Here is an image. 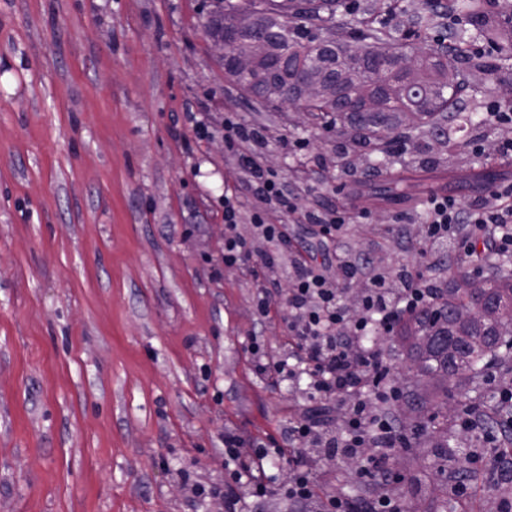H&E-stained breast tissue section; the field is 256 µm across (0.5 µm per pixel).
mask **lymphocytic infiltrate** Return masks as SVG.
Wrapping results in <instances>:
<instances>
[{
    "mask_svg": "<svg viewBox=\"0 0 512 512\" xmlns=\"http://www.w3.org/2000/svg\"><path fill=\"white\" fill-rule=\"evenodd\" d=\"M240 161L249 171L258 196L288 213H301L304 223L320 226L324 237L335 236L346 224L347 213L341 209L300 210L296 197L255 155L241 156ZM426 214L425 231L415 242L423 259H430L436 246L460 235L465 238L469 255L479 248L512 252V182L496 185L468 203L445 194L431 195ZM251 221L260 228L268 245L262 256L264 267L276 265L283 252L292 254V286L285 299L284 320L296 362H267L262 345L255 342L250 351L258 370L291 377L305 373L311 379V398L319 402L343 398L349 404L343 427L306 416L291 425L288 440L312 444L331 458H355L361 449H368L365 470L376 477L371 496L362 501L336 494L322 497L317 493L313 465L306 456L296 454L288 461L285 496L295 512H402L400 498L379 474L390 451L402 447L405 439L377 407L378 402L400 396L401 390L389 381L390 364L367 347L366 340L377 330L393 331L406 318L433 305L439 288L437 279L403 269L398 273L400 287L392 288L385 276L370 272L367 264L343 252L337 253L336 271L331 274L311 265L301 252L290 251L284 225L267 223L263 211H254ZM357 279L364 280L365 289L360 298L361 313L353 318L341 301V285ZM271 454L261 442L248 445L234 433L225 434L224 460L233 476L232 482L224 486L229 512H240L238 482L248 481L253 497L266 495L263 462Z\"/></svg>",
    "mask_w": 512,
    "mask_h": 512,
    "instance_id": "lymphocytic-infiltrate-1",
    "label": "lymphocytic infiltrate"
}]
</instances>
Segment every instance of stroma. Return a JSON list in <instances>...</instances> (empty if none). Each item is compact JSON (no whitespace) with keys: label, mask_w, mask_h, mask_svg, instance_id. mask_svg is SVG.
<instances>
[{"label":"stroma","mask_w":512,"mask_h":512,"mask_svg":"<svg viewBox=\"0 0 512 512\" xmlns=\"http://www.w3.org/2000/svg\"><path fill=\"white\" fill-rule=\"evenodd\" d=\"M369 2L355 0L356 16L398 36L428 8L379 0L369 13ZM213 3L0 0V512H225V433L287 447L307 385L259 373L248 346L257 339L272 361L287 359L289 268L224 264L225 194L238 196L236 232L255 249L265 247L251 222L259 208L298 247L312 240L294 215L264 207L240 154L258 155L303 206L347 209L340 248L393 288L404 267L451 287L464 264L445 248L423 261L397 215L416 239L428 193L465 202L477 192L449 172L485 165L512 180V165L493 157L498 130L485 127L478 147L472 129H451L406 141L395 159L424 164L417 185L375 198L381 176L366 148L307 131L302 113L264 107L225 79L204 31ZM228 112L265 140L228 148ZM202 119L214 130L205 140ZM487 374L481 394L452 396L477 407L478 428L441 416L417 431L397 416L403 433L451 438L447 458L425 448L389 460L407 512H442L448 474L462 465L467 512H497L499 497H512V472L500 468L508 443L491 436L497 391L512 376ZM304 454L320 491L370 495L351 460ZM264 469L276 487L257 499L240 485L246 512H290L287 456Z\"/></svg>","instance_id":"1"}]
</instances>
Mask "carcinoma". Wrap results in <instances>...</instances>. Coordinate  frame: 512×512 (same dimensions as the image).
<instances>
[{
  "label": "carcinoma",
  "instance_id": "carcinoma-1",
  "mask_svg": "<svg viewBox=\"0 0 512 512\" xmlns=\"http://www.w3.org/2000/svg\"><path fill=\"white\" fill-rule=\"evenodd\" d=\"M340 2L225 0L220 13L209 20L207 32L227 30L242 9L255 11V27L265 34L266 52L251 72L228 67L225 76L268 106L277 104L288 90L297 89L303 78L322 84V97L316 102H299V111L323 131L351 134L384 146L373 162L385 175L386 193L398 194L411 177L392 170L387 146L445 122L477 124L462 96L470 69L484 70L491 81L489 90L495 91L500 77L512 73V39L486 21L477 0H448L452 9L469 19V27L451 32V49L443 40L431 37L433 17L412 16L410 23L419 27L423 48L415 74L420 94L409 97L405 95L408 75L398 67L397 57L376 53L381 42L391 43L398 54L402 45L382 27L352 28L336 23ZM478 37L498 43V57L477 62L468 58V45ZM285 54L292 64L283 68L280 60ZM367 96L379 98V111H360ZM497 267L496 275L483 280L481 287L448 288L434 307L401 326L400 340L417 378L438 379L462 365L470 372L467 384L477 390L485 367L492 363L512 371V345L499 353L504 337L512 336V323L492 324L483 319L485 309L512 299V270L505 261ZM459 308L471 309L474 322L455 324L453 314Z\"/></svg>",
  "mask_w": 512,
  "mask_h": 512
}]
</instances>
